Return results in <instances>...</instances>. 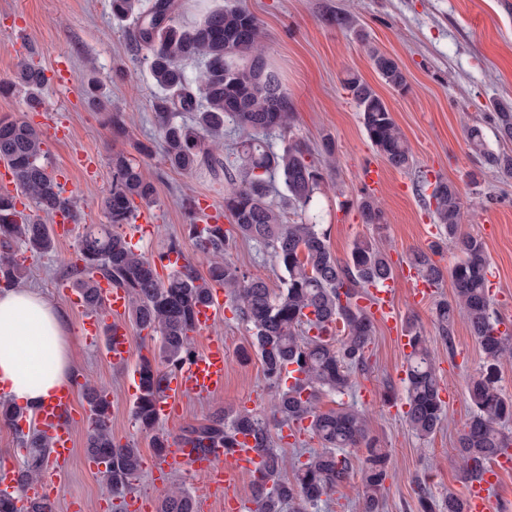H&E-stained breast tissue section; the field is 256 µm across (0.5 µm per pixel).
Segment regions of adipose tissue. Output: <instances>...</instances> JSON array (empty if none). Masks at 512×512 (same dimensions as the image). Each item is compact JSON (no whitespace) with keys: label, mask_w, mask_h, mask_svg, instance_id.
Here are the masks:
<instances>
[{"label":"adipose tissue","mask_w":512,"mask_h":512,"mask_svg":"<svg viewBox=\"0 0 512 512\" xmlns=\"http://www.w3.org/2000/svg\"><path fill=\"white\" fill-rule=\"evenodd\" d=\"M74 370L62 308L31 288L0 291V396L41 405Z\"/></svg>","instance_id":"adipose-tissue-1"}]
</instances>
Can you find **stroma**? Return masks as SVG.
Segmentation results:
<instances>
[{
  "instance_id": "stroma-1",
  "label": "stroma",
  "mask_w": 512,
  "mask_h": 512,
  "mask_svg": "<svg viewBox=\"0 0 512 512\" xmlns=\"http://www.w3.org/2000/svg\"><path fill=\"white\" fill-rule=\"evenodd\" d=\"M266 33L268 65L276 70L288 91L294 114L291 132L274 131L267 137L281 150L289 137L304 141L322 173L316 210L327 231L331 251L346 259L353 243L369 238L386 249L390 259H406L410 250L427 246L435 220L422 189L423 178L443 177L456 184L466 216L464 232L480 237L491 262L490 293L494 311L504 329L512 331V181L502 182L466 142L469 126H482L488 148L503 144L494 134L498 105H512V6L506 0H240ZM346 15L351 26L331 24L333 15ZM390 54L404 70L409 89L400 93L386 85L372 67L368 46ZM42 67L49 79L42 93L44 111L28 108L24 94L0 95V118L25 120L44 134L45 156L67 194L78 199L86 223L102 224L100 207L112 183L111 157L121 152L134 160L154 182L156 201L148 220H134L124 233L148 257H156L170 240H178L186 259L199 272L207 263L188 237L187 197L208 201L213 213L224 211L227 181H217L202 167L176 171L166 166L160 151L159 129L152 111L157 88L132 41L131 23L113 21L110 0H0V81L12 78L21 61ZM66 62L72 80L59 82V62ZM355 72L385 101L405 135L413 155L410 169L383 165L373 149L354 102L343 86ZM95 75L110 103L108 112L124 115L127 132L114 135L108 112L90 108L82 79ZM62 126L66 137L55 136ZM336 144L335 160L321 150L324 138ZM88 155L94 171L75 163ZM382 164L384 181L376 199L385 214L382 224L363 223L357 208L363 163ZM75 236L57 239L47 255H27L23 287L38 289L62 307L72 338L75 370L69 386L76 395L69 423L75 435V453L57 479L41 477L58 512H68L71 500H81L85 512H102V503L118 506L102 487L99 472L86 466L85 439L88 406L86 387L106 390L112 402V434L117 441L134 442L144 467L136 497L157 502L164 485L180 483L196 499L199 512H225L224 495L211 491L208 478L190 468L169 470L156 481V460L148 436L137 431L132 418L134 398L127 390L132 368L117 369L100 345L86 339L82 313L70 301L62 284L66 263L74 259ZM229 262L248 276L280 288L279 273L267 252L251 241H237L228 251ZM400 321L414 319L430 337L436 371L443 388L447 417L429 439H419L402 413L390 403H404L403 378L407 347L395 330L377 325L369 347V368L356 374L355 386L345 395H325L322 408L346 403L364 411L369 433L390 454L382 512H416V488L436 500L462 495L465 482L456 468L457 439L469 419L471 404L466 382L482 363V353L467 323L456 319L449 336H441L433 304L411 307L405 288L395 296ZM252 330L232 314H224L208 335L194 338L203 349L208 337L224 342L228 366L224 390L209 398L185 396L159 421L162 430L176 434L202 421L213 411L233 406L260 415L271 412L272 392L258 359L241 361Z\"/></svg>"
}]
</instances>
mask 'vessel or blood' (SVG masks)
<instances>
[{"mask_svg":"<svg viewBox=\"0 0 512 512\" xmlns=\"http://www.w3.org/2000/svg\"><path fill=\"white\" fill-rule=\"evenodd\" d=\"M401 274L409 287V304L415 307L428 304L435 294L434 287L419 278L410 266H402ZM100 291L103 296V308L85 313L82 319L83 329L87 338L104 337L103 351L106 359L112 364L123 366L131 358L132 344V338L123 321L127 297L122 291L105 284L101 285ZM366 305L375 321L388 326L395 324L397 312L391 286L372 289ZM223 310V292L213 291L208 303L201 306L197 312V332H207L213 323L221 318ZM227 361L223 340H211L202 352L197 353L192 362L169 378L164 395L156 402L158 416H166L176 398L186 395L207 397L222 392ZM73 404V392L63 389L43 405L36 415V425L49 437L53 456L61 465L66 464L74 452L72 427L65 420ZM224 458L230 459V470H216L215 462ZM167 459L178 466L211 473L213 486L225 491L231 486L233 474H250L262 466L261 457L245 445L235 448L229 455L225 454L223 449L213 448L203 456L195 453L192 448L177 444L170 448ZM511 469L512 463L497 460L488 466L481 477L468 482L465 493L467 512H496L495 486L501 474Z\"/></svg>","mask_w":512,"mask_h":512,"instance_id":"vessel-or-blood-1","label":"vessel or blood"}]
</instances>
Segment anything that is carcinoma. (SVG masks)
Returning a JSON list of instances; mask_svg holds the SVG:
<instances>
[{
  "instance_id": "carcinoma-1",
  "label": "carcinoma",
  "mask_w": 512,
  "mask_h": 512,
  "mask_svg": "<svg viewBox=\"0 0 512 512\" xmlns=\"http://www.w3.org/2000/svg\"><path fill=\"white\" fill-rule=\"evenodd\" d=\"M110 5L115 21H132L134 42L158 89L153 108L166 165L179 171L205 166L219 178L226 171L224 159L210 142L227 123L249 133L235 173L228 176L233 185L224 193V216L231 217L230 227L217 221L188 225L196 253L207 261L206 275L188 261L161 278L157 262L168 252H182L178 240H171L167 252L154 260L121 232L134 219L135 201L149 205L156 199L153 182L122 153L112 155V185L101 200L108 223L84 229L77 240L76 259L67 263L65 280L78 290L85 307L102 308L99 282L120 288L128 295L129 321L158 341L157 350L140 356L136 364L141 391L132 408L135 424L150 437L151 448L160 458L179 442L203 453L211 448L229 453L238 447L237 436L251 437L252 450L264 459V467L251 475L258 512H302L300 504L318 507L322 497L354 475L349 449L363 447L362 512H380L389 477L388 453L370 437L362 413L352 407L324 411L319 401L325 393L348 391L355 373L366 365L375 322L361 302L369 289L392 279L388 254L371 240L359 238L348 258L338 259L327 233L316 224L313 200L322 175L308 150L290 142L275 152L265 141L269 132L291 127L293 112L279 75L265 63L264 33L249 10L227 3L189 22L175 0H110ZM370 59L387 84L406 87V76L393 57L374 49ZM191 63L202 65L196 81L187 73ZM48 81L41 67L28 62L11 80L0 82V94L22 91L31 102L40 98ZM343 84L377 153L394 168L410 167V148L386 103L356 73H348ZM495 135L501 142H512L511 106L499 108ZM466 141L502 179H512V153L488 150L482 127H469ZM42 145L41 130L35 125L0 119V162L13 170L17 189L36 209L28 220L18 222L14 197L0 193V288H14L24 277L19 253L54 251L56 236L48 219L57 213L79 215L77 201L63 195L49 170ZM278 178L287 191L288 205L307 215L304 221L283 223L269 200L272 181ZM425 185L431 188L429 206L444 242L463 258L447 269L428 251L414 249L408 263L437 287L451 281L453 299L435 303L436 320L446 334L455 316L463 317L483 355L481 367L467 381L472 414L458 436V467L467 480L482 475L499 457L512 459V430L505 429L512 423V397L496 385L498 364L512 357V337L499 330L491 308L485 243L460 232L463 211L457 186L441 177ZM357 207L363 223H384L374 196L362 194ZM237 238L252 241L270 254L283 273V288L274 292L263 280L247 277L224 259ZM216 286L224 288L225 304L233 314L252 326L242 356L259 359L274 392L273 417L280 430L276 439L266 418L233 407L218 409L175 435L158 427L155 402L168 377L196 354L192 339L196 310L209 301ZM405 332L411 351L404 417L410 430L424 440L440 429L445 405L429 337L414 320L407 321ZM85 399L90 411L87 456L103 464L100 474L108 493L123 498L140 478V449L133 443L120 444L112 436L107 394L89 387ZM24 412L25 408L8 400L0 401V424L13 430L25 450L12 491L0 490V512H57L50 498L27 496L48 463L51 442L36 427L25 430L18 424ZM285 427L290 437L302 431L311 434L321 447L288 460L277 446V441L285 439L281 434ZM22 499L26 506L20 510L16 503ZM417 509L464 512L457 495L450 493L439 504L421 487ZM157 512H196V502L184 488L172 486L160 497Z\"/></svg>"
}]
</instances>
